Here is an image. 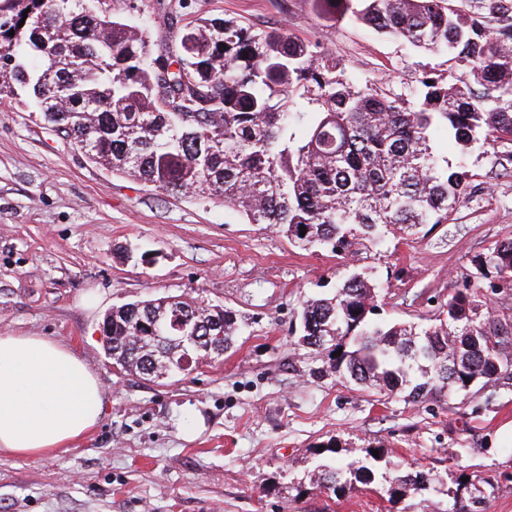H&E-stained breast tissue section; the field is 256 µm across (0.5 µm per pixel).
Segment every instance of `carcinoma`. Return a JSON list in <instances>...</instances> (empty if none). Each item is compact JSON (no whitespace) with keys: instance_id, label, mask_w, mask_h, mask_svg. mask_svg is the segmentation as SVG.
Segmentation results:
<instances>
[{"instance_id":"carcinoma-1","label":"carcinoma","mask_w":512,"mask_h":512,"mask_svg":"<svg viewBox=\"0 0 512 512\" xmlns=\"http://www.w3.org/2000/svg\"><path fill=\"white\" fill-rule=\"evenodd\" d=\"M321 2L446 54L448 73L422 71L409 97L355 86L318 44L233 19L179 28L157 55L141 28L90 0H0V100L32 107L94 163L168 194L220 201L305 250L339 255L355 240L380 243L384 227L414 234L448 223L479 174L449 166L441 142L512 145V0ZM43 15L44 33L34 25ZM472 265L477 285L456 290L426 328L374 323L375 288L359 272L332 296L305 300L298 341L321 362L311 373L416 401L512 375V320L487 312L491 296L512 288V240ZM239 330L233 310L181 296L114 307L102 324L112 365L144 376L156 361L195 358L208 345L218 360ZM365 459L322 464L316 483L334 493L353 479L370 484L372 449ZM381 478L391 499L430 483L422 470ZM464 489L457 482L443 512H489Z\"/></svg>"}]
</instances>
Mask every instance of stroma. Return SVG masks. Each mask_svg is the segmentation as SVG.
Listing matches in <instances>:
<instances>
[{
    "label": "stroma",
    "mask_w": 512,
    "mask_h": 512,
    "mask_svg": "<svg viewBox=\"0 0 512 512\" xmlns=\"http://www.w3.org/2000/svg\"><path fill=\"white\" fill-rule=\"evenodd\" d=\"M110 14L163 43L172 26L234 18L318 43L351 82L405 93L445 57L416 52L315 0H188L167 20L156 0H106ZM487 175L454 220L342 255L302 250L232 208L177 198L91 163L22 105L0 104V333L71 346L104 392L84 440L29 459L0 456V512H441L457 479L512 512V377L415 402L313 376L297 313L358 271L378 284L374 319L426 325L463 282L474 255L512 239V172L489 153ZM183 295L235 310L244 329L221 360L155 380L116 372L102 322L112 306ZM339 463L382 452L383 470L419 467L433 480L390 503L363 484L338 493L311 475L321 445Z\"/></svg>",
    "instance_id": "obj_1"
}]
</instances>
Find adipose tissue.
Instances as JSON below:
<instances>
[{
	"mask_svg": "<svg viewBox=\"0 0 512 512\" xmlns=\"http://www.w3.org/2000/svg\"><path fill=\"white\" fill-rule=\"evenodd\" d=\"M103 390L70 346L0 333V454L39 458L85 438L98 424Z\"/></svg>",
	"mask_w": 512,
	"mask_h": 512,
	"instance_id": "ef3b65f1",
	"label": "adipose tissue"
}]
</instances>
